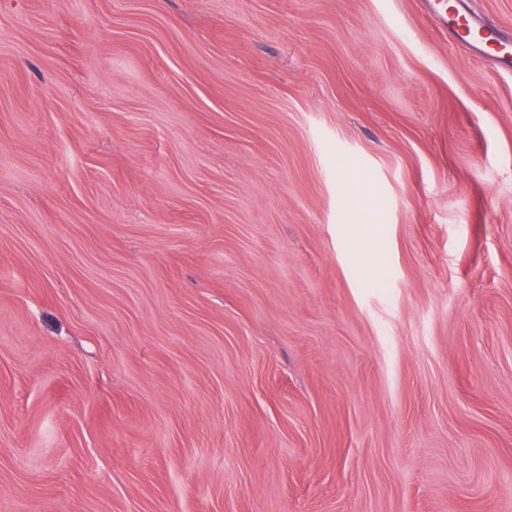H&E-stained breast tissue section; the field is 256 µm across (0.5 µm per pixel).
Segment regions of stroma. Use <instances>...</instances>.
I'll use <instances>...</instances> for the list:
<instances>
[{"instance_id": "obj_1", "label": "stroma", "mask_w": 512, "mask_h": 512, "mask_svg": "<svg viewBox=\"0 0 512 512\" xmlns=\"http://www.w3.org/2000/svg\"><path fill=\"white\" fill-rule=\"evenodd\" d=\"M426 3L0 0V512H512V72Z\"/></svg>"}]
</instances>
